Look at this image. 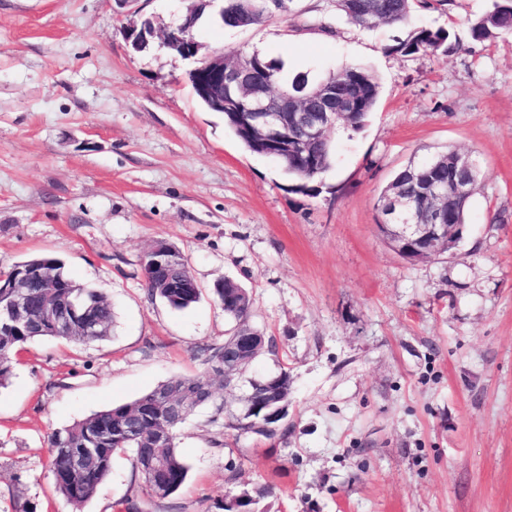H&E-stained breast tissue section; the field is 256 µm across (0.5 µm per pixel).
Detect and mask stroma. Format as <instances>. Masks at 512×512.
Returning a JSON list of instances; mask_svg holds the SVG:
<instances>
[{"label":"stroma","instance_id":"1","mask_svg":"<svg viewBox=\"0 0 512 512\" xmlns=\"http://www.w3.org/2000/svg\"><path fill=\"white\" fill-rule=\"evenodd\" d=\"M188 0H0V269L60 259L112 303L109 336L26 346L0 388V512H71L48 470L53 431L208 368L230 322V278L276 345L245 378L288 369V430L227 428L241 386L216 388L178 436L189 478L150 498L127 457L82 512H219L271 487L263 512H512V35L472 42L492 0L416 7L362 30L333 0H290L257 26L205 22L206 51H260L323 76L370 69L379 106L359 131L330 129L319 193L245 151L160 42L133 50L130 22L172 26ZM444 28L450 54L395 52ZM454 148L479 163L454 256L408 262L380 235L394 172ZM174 244L202 290L187 310L144 284L141 258ZM224 405L216 414L215 402Z\"/></svg>","mask_w":512,"mask_h":512}]
</instances>
